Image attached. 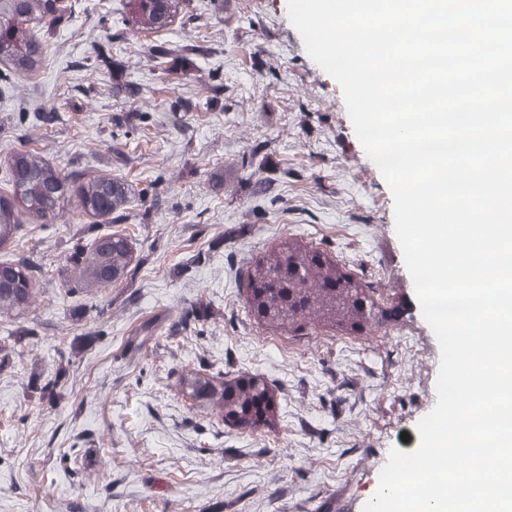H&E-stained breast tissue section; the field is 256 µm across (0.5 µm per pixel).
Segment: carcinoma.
Returning <instances> with one entry per match:
<instances>
[{
    "instance_id": "carcinoma-1",
    "label": "carcinoma",
    "mask_w": 512,
    "mask_h": 512,
    "mask_svg": "<svg viewBox=\"0 0 512 512\" xmlns=\"http://www.w3.org/2000/svg\"><path fill=\"white\" fill-rule=\"evenodd\" d=\"M140 30L158 33L174 18V0H126ZM67 14L63 0H0V63L20 76L39 62L44 20ZM9 190L0 192V250L11 246L29 215L44 223L58 219L75 199L80 210L98 217H123L129 187L105 175L66 176L38 151L22 146L6 158ZM75 273L72 283L107 288L132 271L134 249L128 237L114 232L86 246L76 241L65 256ZM248 311L257 321L288 322V332L307 336L321 323L359 336L386 319L376 290L343 271L317 247L286 244L269 251L244 277ZM30 262H0V310H23L36 299ZM189 396L222 415L243 432L269 426L276 418V389L252 375L229 380L195 375L186 380Z\"/></svg>"
}]
</instances>
